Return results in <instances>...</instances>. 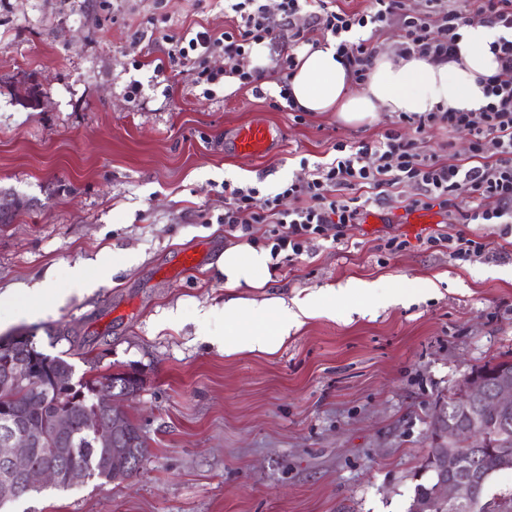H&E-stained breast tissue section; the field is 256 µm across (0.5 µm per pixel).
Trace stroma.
Listing matches in <instances>:
<instances>
[{
  "mask_svg": "<svg viewBox=\"0 0 512 512\" xmlns=\"http://www.w3.org/2000/svg\"><path fill=\"white\" fill-rule=\"evenodd\" d=\"M229 25L224 0H0V191L23 202L0 226V292L50 270L65 281L104 251L139 258L108 276L93 269L99 287L46 316L0 307V336L29 332L51 357L69 344L49 329L69 326L76 376L142 379L120 403L147 441L140 470L24 496L27 512H409L448 398L471 369L512 358V277L500 275L512 233L443 212L410 231L412 184L390 207L366 204L390 223L353 225L339 244L310 240L272 272L268 291L289 298L368 282L366 313L317 311L272 354L228 355L198 336L197 311L224 307L214 268L224 248L273 244L269 225L245 235L219 224L225 183L265 199L332 162L334 144L377 140L393 122L298 121L249 90L206 99L189 73L156 72L169 37ZM256 119L281 126L283 142L234 157L231 132ZM460 233L489 235V250L461 261L425 244ZM392 236L407 248L385 250ZM186 251L197 257L188 270Z\"/></svg>",
  "mask_w": 512,
  "mask_h": 512,
  "instance_id": "obj_1",
  "label": "stroma"
}]
</instances>
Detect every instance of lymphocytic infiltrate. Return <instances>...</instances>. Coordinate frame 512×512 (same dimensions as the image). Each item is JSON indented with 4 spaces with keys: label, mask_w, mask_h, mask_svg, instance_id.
Returning <instances> with one entry per match:
<instances>
[{
    "label": "lymphocytic infiltrate",
    "mask_w": 512,
    "mask_h": 512,
    "mask_svg": "<svg viewBox=\"0 0 512 512\" xmlns=\"http://www.w3.org/2000/svg\"><path fill=\"white\" fill-rule=\"evenodd\" d=\"M232 16L230 28L218 33L210 29L172 40L167 65L188 67L195 87L203 96L214 94L225 78L238 80L240 88L262 96L266 70L250 65L254 46L279 45L275 70L281 99H288V81L296 67L295 50L309 43L311 33L337 38L338 54L344 58L357 83H364L377 47L373 37L387 29L400 32L399 53H417L435 62L455 58L460 30L468 15L484 16L493 24L512 31V0H423L420 9L407 0H370L362 11L333 6L332 0H279L278 16H271L264 0H224ZM305 29H298V22ZM370 29L367 39L348 40L353 29ZM499 64L496 75L487 79V104L477 112L400 113L398 124L375 142L335 145L332 162L316 166L310 178L288 183L276 194L255 206L256 188L224 185V224L229 228L251 224L273 225V255L293 260L304 252L309 240L322 237L343 240L349 225L357 223L363 207L352 195L356 189L387 192L403 183L418 186L420 193L410 207L458 210L457 200L468 194L470 204L458 210L467 224H512V39L499 38L490 45ZM224 59L223 67L211 64ZM443 130L463 133L469 140L471 160L451 163L426 149L429 133ZM494 154H487V147ZM297 207H283L286 198Z\"/></svg>",
    "instance_id": "1"
}]
</instances>
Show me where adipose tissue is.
Returning <instances> with one entry per match:
<instances>
[{
  "label": "adipose tissue",
  "instance_id": "adipose-tissue-1",
  "mask_svg": "<svg viewBox=\"0 0 512 512\" xmlns=\"http://www.w3.org/2000/svg\"><path fill=\"white\" fill-rule=\"evenodd\" d=\"M458 42L459 57L435 62L419 55L400 57L390 51L375 55L362 86H355L351 72L337 57V41L326 38L317 45H304L297 51L298 66L289 81L297 104L308 112H332L343 124L361 126L377 120L381 113H425L438 110L477 112L486 104L483 78L497 74L499 64L490 50L492 42L503 36L497 25L484 21L464 26ZM270 248L249 244L225 247L216 261L229 295L224 300L223 332L210 330L211 311L199 313L200 335L224 345L225 354L278 351L306 318L319 309L344 298L352 312H364L373 294L370 284L350 280L344 285L321 289L309 298L280 295L244 298L236 288L267 287L271 280ZM99 282L89 274L86 263L73 265L66 284L53 274L24 289L26 304L22 317L34 319L62 304L70 295H83Z\"/></svg>",
  "mask_w": 512,
  "mask_h": 512
}]
</instances>
